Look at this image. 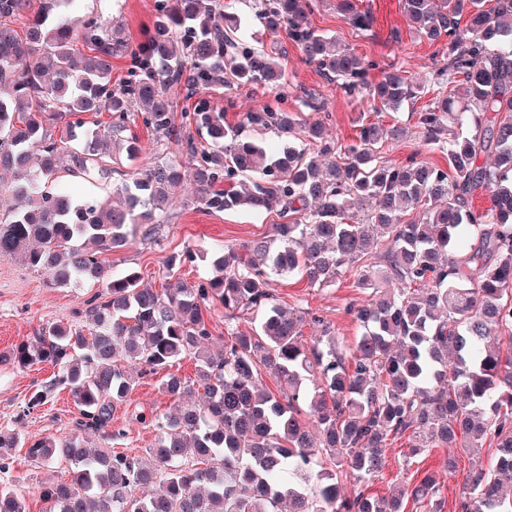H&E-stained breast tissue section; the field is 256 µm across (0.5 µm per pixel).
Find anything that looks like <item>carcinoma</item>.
Instances as JSON below:
<instances>
[{
  "label": "carcinoma",
  "instance_id": "carcinoma-1",
  "mask_svg": "<svg viewBox=\"0 0 512 512\" xmlns=\"http://www.w3.org/2000/svg\"><path fill=\"white\" fill-rule=\"evenodd\" d=\"M74 2L0 0V171L13 174L11 191L26 202L0 212V256L20 258L51 287L93 281L103 291L87 300L89 337L48 324L9 359L58 368L30 407L66 385L77 428L107 442L125 436L110 429L114 405L148 371L194 359L204 400L191 401L192 388L168 375L177 404L154 417V442L140 453L88 446L78 433L26 446L0 430V470L24 446L35 463L66 462V479L40 487L44 512H404L409 499L444 512L434 474L388 499L368 492L388 446L406 435L410 458L448 449L446 468L455 467L456 450L473 449L460 512H512L501 483L512 472V355L495 346L512 331V0H403L415 33L442 45L443 65L427 89L398 68L369 82L376 62L309 26L320 0H253L262 26L285 31L346 94L392 112L433 94L417 125L423 143L446 155V168L381 160L378 149L402 129L379 121L340 145L323 138L322 120L307 125L273 101L227 122L203 93L222 86L275 94L285 73L277 48L258 44L220 0H163L138 44L118 25L73 15ZM336 10L358 30L372 23L353 0H336ZM117 56L130 68L114 85ZM181 94L197 101L177 124ZM131 101L138 111H129ZM298 101L324 111L304 88ZM86 112H107L110 121L87 127ZM138 120L185 153L191 170L175 157L128 174L112 168L110 154L140 155L130 129ZM267 131L278 141L263 140ZM63 172L90 184L118 176L113 191L124 205L55 188ZM188 172L197 207L275 212L282 222L224 247L210 280L158 292L141 287L135 272L112 276L101 255L141 227L143 238L155 237ZM478 189L488 192L484 209L473 205ZM379 241L385 247L374 261ZM196 258L189 249L165 265L171 272ZM354 264L368 290L348 308L362 328L355 345L341 346L318 318L322 336L304 344L303 317L279 302L273 282L300 274L327 286ZM214 300L227 321L218 353L208 348L204 319ZM244 317L254 324L249 332L237 329ZM263 369L284 388L266 389ZM304 406L315 434L302 423ZM486 442L495 453L485 462ZM347 475L357 485L350 495ZM143 486L152 493L135 496ZM0 512L30 510L24 496L0 487Z\"/></svg>",
  "mask_w": 512,
  "mask_h": 512
}]
</instances>
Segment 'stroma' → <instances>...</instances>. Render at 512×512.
Returning a JSON list of instances; mask_svg holds the SVG:
<instances>
[{
    "label": "stroma",
    "mask_w": 512,
    "mask_h": 512,
    "mask_svg": "<svg viewBox=\"0 0 512 512\" xmlns=\"http://www.w3.org/2000/svg\"><path fill=\"white\" fill-rule=\"evenodd\" d=\"M358 8L369 11L371 26L359 31L348 24L336 10V0H321L318 9L310 15V26L322 33L335 36L344 45L353 48L361 57L375 61L370 81L379 80L384 70L395 66L405 70L412 83L431 85L436 73V48L419 39L412 31L403 11L402 0H355ZM80 15L99 16L122 26L130 42L143 38L154 13V0H79ZM235 8L257 38L266 46L281 45L284 52L280 62L286 74V83L279 94L283 107L295 111L294 98L298 88L315 90L326 105L324 136L336 143L353 140L360 125L368 120H379L384 125L404 127L403 138L390 146L386 160L397 164L408 160H423L446 166L443 154L424 145L416 124L418 111L425 99L404 105L396 112H377L376 105L366 98L346 95L335 83L327 81L309 65L301 51L290 43L286 34L267 31L255 17L247 0H237ZM195 188L185 183L184 194L170 209L168 224L163 225L156 240L135 239L127 247L106 254L113 275L138 272L144 287L163 290L173 278L193 284L215 274L212 254L224 246L239 245L267 235L278 218L273 214H256L244 209L206 212L193 202ZM197 253L194 263L183 266L176 275H169L166 258L186 249ZM359 267H352L330 287L310 286L299 279L276 280L272 287L280 302L305 313L301 327L302 339L312 343L319 335L317 320L330 323L337 339L346 345L354 344L360 334L358 324L348 312L350 305L365 298L357 281ZM100 283L88 282L80 288H53L43 276L15 258L0 257V353L5 354L15 344L33 340L38 330L48 324L73 329L83 326L82 312L87 300L101 292ZM54 373L52 365L39 363L27 369L0 364V429L12 430L25 441L43 437L63 438L74 434L79 409L68 390H55L47 403L28 408L32 392L48 381ZM165 373H157L138 380L124 401L112 413V426L125 430L123 439L115 441V450L150 447L155 432L152 426L136 421L137 412L168 413L173 405L164 389ZM406 440L389 445L384 470L369 486L370 493L390 496L396 487L409 483L417 474L436 473L445 497V512H459L458 505L465 493L472 468L469 457L458 454L453 470L441 466L445 449L434 450L429 457L406 462L403 453ZM67 476L65 463L48 465L31 462L24 449H12L8 469L0 471V485L17 490L25 496L31 512H42L38 498L40 486L49 480Z\"/></svg>",
    "instance_id": "35a3bbf8"
}]
</instances>
